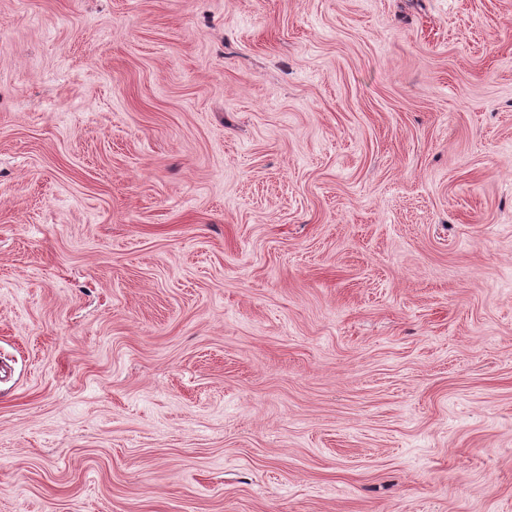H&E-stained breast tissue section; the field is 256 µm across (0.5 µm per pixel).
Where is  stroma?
<instances>
[{
    "instance_id": "35a3bbf8",
    "label": "stroma",
    "mask_w": 512,
    "mask_h": 512,
    "mask_svg": "<svg viewBox=\"0 0 512 512\" xmlns=\"http://www.w3.org/2000/svg\"><path fill=\"white\" fill-rule=\"evenodd\" d=\"M0 512H512V0H0Z\"/></svg>"
}]
</instances>
